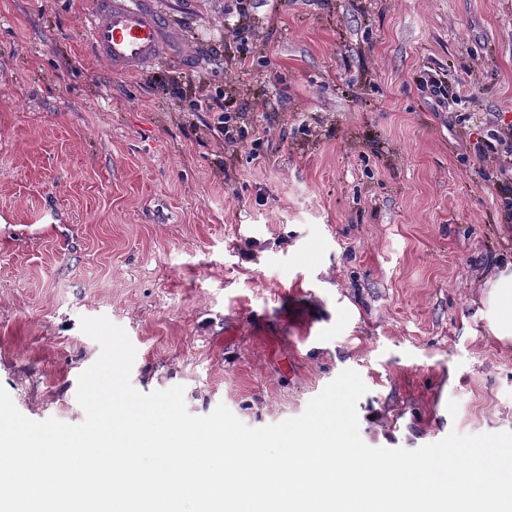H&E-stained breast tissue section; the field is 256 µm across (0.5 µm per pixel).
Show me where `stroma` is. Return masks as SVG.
<instances>
[{"label":"stroma","mask_w":512,"mask_h":512,"mask_svg":"<svg viewBox=\"0 0 512 512\" xmlns=\"http://www.w3.org/2000/svg\"><path fill=\"white\" fill-rule=\"evenodd\" d=\"M91 0H0V387L78 423L100 355L258 428L342 371L359 432L413 450L512 431V181L473 150L512 120V0H159L171 52L95 58ZM248 40L235 65L224 31ZM458 97L439 109L427 73ZM263 127L226 158L217 91Z\"/></svg>","instance_id":"obj_1"}]
</instances>
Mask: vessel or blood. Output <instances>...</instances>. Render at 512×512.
<instances>
[{"label":"vessel or blood","mask_w":512,"mask_h":512,"mask_svg":"<svg viewBox=\"0 0 512 512\" xmlns=\"http://www.w3.org/2000/svg\"><path fill=\"white\" fill-rule=\"evenodd\" d=\"M94 50L113 73L133 74L162 58L165 25L151 0H95L88 18Z\"/></svg>","instance_id":"vessel-or-blood-1"}]
</instances>
